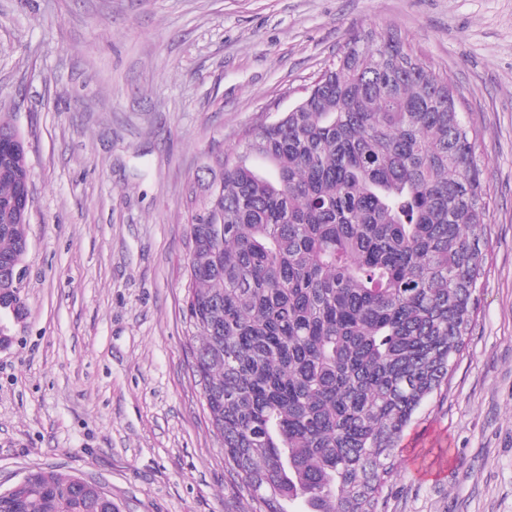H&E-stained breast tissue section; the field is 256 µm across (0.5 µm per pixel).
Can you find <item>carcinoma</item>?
Returning a JSON list of instances; mask_svg holds the SVG:
<instances>
[{
  "label": "carcinoma",
  "instance_id": "1",
  "mask_svg": "<svg viewBox=\"0 0 512 512\" xmlns=\"http://www.w3.org/2000/svg\"><path fill=\"white\" fill-rule=\"evenodd\" d=\"M0 300L22 135L0 113ZM453 80L396 30L354 31L295 112L217 153L195 202L184 319L203 408L248 512H379L401 433L448 383L476 314L486 201ZM23 512H115L112 494L37 469Z\"/></svg>",
  "mask_w": 512,
  "mask_h": 512
}]
</instances>
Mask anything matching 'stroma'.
Instances as JSON below:
<instances>
[{
  "instance_id": "35a3bbf8",
  "label": "stroma",
  "mask_w": 512,
  "mask_h": 512,
  "mask_svg": "<svg viewBox=\"0 0 512 512\" xmlns=\"http://www.w3.org/2000/svg\"><path fill=\"white\" fill-rule=\"evenodd\" d=\"M356 27L397 29L453 78L490 201L475 322L380 512H512V0H0V113L31 169L0 490L42 468L118 512H246L192 373L191 200Z\"/></svg>"
}]
</instances>
